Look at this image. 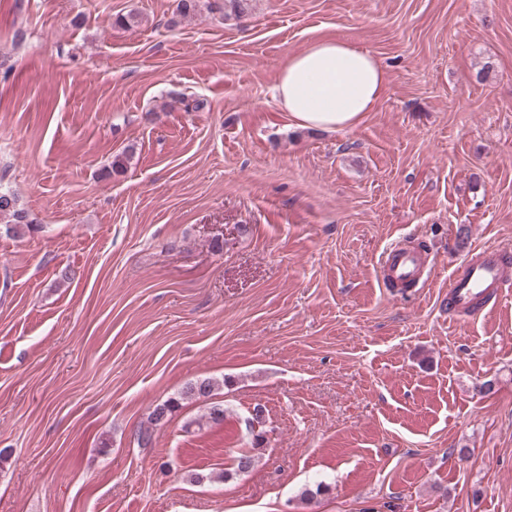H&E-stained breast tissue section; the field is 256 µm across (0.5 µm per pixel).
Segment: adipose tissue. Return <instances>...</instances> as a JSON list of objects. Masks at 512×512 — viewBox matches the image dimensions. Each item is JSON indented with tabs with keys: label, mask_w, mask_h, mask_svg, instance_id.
Masks as SVG:
<instances>
[{
	"label": "adipose tissue",
	"mask_w": 512,
	"mask_h": 512,
	"mask_svg": "<svg viewBox=\"0 0 512 512\" xmlns=\"http://www.w3.org/2000/svg\"><path fill=\"white\" fill-rule=\"evenodd\" d=\"M387 85V72L369 51L324 38L289 55L274 91L294 125L338 131L359 124Z\"/></svg>",
	"instance_id": "adipose-tissue-1"
}]
</instances>
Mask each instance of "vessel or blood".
I'll list each match as a JSON object with an SVG mask.
<instances>
[{
  "label": "vessel or blood",
  "instance_id": "b4317fda",
  "mask_svg": "<svg viewBox=\"0 0 512 512\" xmlns=\"http://www.w3.org/2000/svg\"><path fill=\"white\" fill-rule=\"evenodd\" d=\"M387 283H415L430 274L424 254L416 249L390 246L381 260ZM512 281V257L497 247L478 249L463 269L448 279V313H471L487 305L500 306L505 286Z\"/></svg>",
  "mask_w": 512,
  "mask_h": 512
}]
</instances>
